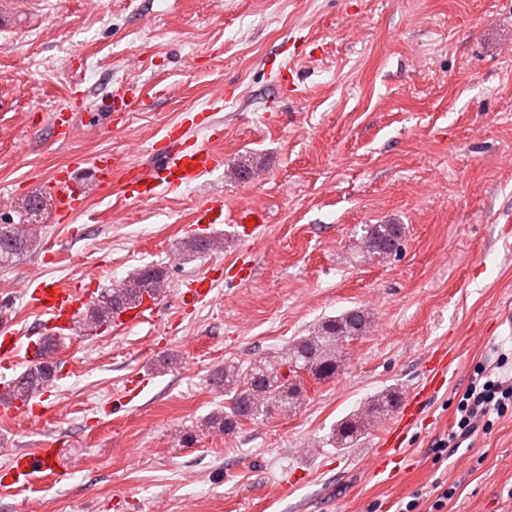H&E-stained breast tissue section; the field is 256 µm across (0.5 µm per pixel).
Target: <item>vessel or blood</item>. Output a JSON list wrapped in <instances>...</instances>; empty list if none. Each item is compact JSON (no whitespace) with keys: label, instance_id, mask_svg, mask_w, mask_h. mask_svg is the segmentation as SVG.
Returning <instances> with one entry per match:
<instances>
[{"label":"vessel or blood","instance_id":"1","mask_svg":"<svg viewBox=\"0 0 512 512\" xmlns=\"http://www.w3.org/2000/svg\"><path fill=\"white\" fill-rule=\"evenodd\" d=\"M155 163L150 168L124 166L111 154L102 153L92 161V178L98 186L106 187L112 181H120L124 193L133 199H142L153 194L157 186L172 189L196 182L203 174L224 164V156L216 151L184 145L179 126L168 127L162 144L154 151ZM78 169L66 166L55 171L50 185L57 214L65 220L82 213L85 198L78 191ZM266 219L264 209L245 207L236 213V223L247 235H254L257 227ZM29 305L47 317L46 330L52 335H61L69 330L73 319L86 304L88 297L79 285H48L45 282L29 284L26 290ZM451 351L440 346L428 358V380L423 387L404 398L398 419L382 439V450L373 457L372 466L377 472H386L393 452L399 451L408 426L423 411L426 401L436 388L443 385L448 373ZM65 457L62 449L43 448L37 452L17 454L11 464L0 470V483L23 485L43 474L64 476Z\"/></svg>","mask_w":512,"mask_h":512}]
</instances>
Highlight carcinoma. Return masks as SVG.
<instances>
[{
	"mask_svg": "<svg viewBox=\"0 0 512 512\" xmlns=\"http://www.w3.org/2000/svg\"><path fill=\"white\" fill-rule=\"evenodd\" d=\"M404 234L401 224H367L360 236V249L369 256L387 258L397 252ZM34 229L27 224L0 225V266L36 246ZM190 253H210L223 247V242L210 237H196L186 242ZM167 278L163 270L141 268L110 288L104 289L88 308L80 330L98 329L112 318L144 298L156 299L166 292ZM372 318L363 308L348 309L336 317L326 318L308 335L289 344L280 354L246 369L226 363L213 374V384L224 389L228 405L210 414L206 429L231 434L243 423L254 422L274 411L290 412L305 392L303 377L321 381L335 376L349 342L370 332ZM57 362L52 355L28 367L14 379L0 401H27L47 389L55 378ZM399 401L397 391L370 400L366 409L336 423L330 439L338 448L352 447L384 412Z\"/></svg>",
	"mask_w": 512,
	"mask_h": 512,
	"instance_id": "obj_1",
	"label": "carcinoma"
}]
</instances>
